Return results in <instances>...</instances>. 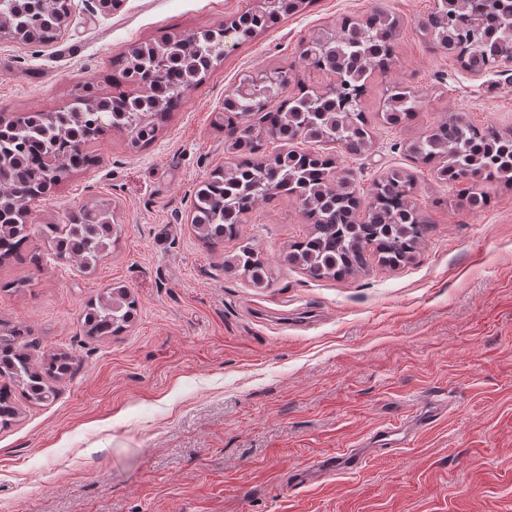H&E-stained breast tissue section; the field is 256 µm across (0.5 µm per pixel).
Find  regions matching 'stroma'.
Listing matches in <instances>:
<instances>
[{
	"label": "stroma",
	"mask_w": 512,
	"mask_h": 512,
	"mask_svg": "<svg viewBox=\"0 0 512 512\" xmlns=\"http://www.w3.org/2000/svg\"><path fill=\"white\" fill-rule=\"evenodd\" d=\"M54 43L0 39V114L67 108L84 83L98 96L134 93L114 83L112 60L138 43L186 36L234 18L257 0H73ZM433 0H311L279 24L227 50L146 147L108 132L96 160L69 173L33 212L61 223L84 205L109 209L121 235L94 271L47 254L0 267V320L31 329L33 356L74 353L81 365L55 383L54 399L19 401V422L0 430V512H512V183L484 207L405 145L453 114L512 134V73L465 70L432 48L422 21ZM400 21L395 64L373 72L364 110L373 146L293 142L330 156L335 178L361 197L392 170L409 173L433 230L395 268L315 280L284 260L311 231L286 197L247 213L239 239L205 244L191 225L194 195L217 167L264 142L232 146L217 122L243 74L305 68L303 40L342 18L374 11ZM412 89L422 106L409 125L381 124L385 85ZM257 243L267 285L226 260ZM127 286L131 326L107 340L82 328L86 304ZM444 403L446 416L389 451L368 443L382 426L413 422ZM350 448L362 465L299 480L314 461Z\"/></svg>",
	"instance_id": "obj_1"
}]
</instances>
